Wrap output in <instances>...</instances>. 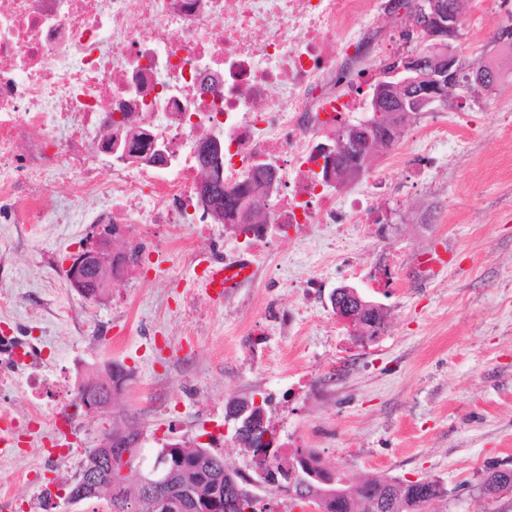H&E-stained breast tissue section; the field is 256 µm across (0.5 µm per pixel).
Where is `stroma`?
I'll return each instance as SVG.
<instances>
[{"instance_id":"1","label":"stroma","mask_w":512,"mask_h":512,"mask_svg":"<svg viewBox=\"0 0 512 512\" xmlns=\"http://www.w3.org/2000/svg\"><path fill=\"white\" fill-rule=\"evenodd\" d=\"M456 46L493 60L501 82L464 115L417 117L419 128L459 119L465 132L438 145L421 178L408 159L388 191L392 223L319 224L296 243L272 239L253 277L223 302L209 299L197 264L177 248L154 256L149 277H123L103 300H84L54 272L76 254L75 237L97 234L69 209L65 187L52 189L62 223H0V292L11 298L0 323L35 327L51 398L112 363L130 374L109 414L79 415L83 450L118 416L145 447L208 444L246 474L251 455L226 408L263 399L279 443L315 449L328 468L438 479L448 495L433 512H512V490L480 491L490 469L512 463V139L503 135L512 129V54L490 39ZM340 242L355 273L337 257ZM311 277L318 287L302 293ZM342 285L381 305L376 336L339 322L330 295ZM51 437L42 423L22 450L0 457V484L22 470V493L41 512H108L103 501L47 494L84 460L49 458Z\"/></svg>"}]
</instances>
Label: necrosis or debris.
Here are the masks:
<instances>
[{
    "instance_id": "1",
    "label": "necrosis or debris",
    "mask_w": 512,
    "mask_h": 512,
    "mask_svg": "<svg viewBox=\"0 0 512 512\" xmlns=\"http://www.w3.org/2000/svg\"><path fill=\"white\" fill-rule=\"evenodd\" d=\"M382 0H0V220L20 204L31 224L56 207L45 187L67 182L86 224L138 233L140 248H173L157 224L213 233L200 204L202 142L222 146L224 182L258 163L278 184L269 224L300 236L315 224L383 223L385 175L339 198L324 176L322 140L358 112L372 69L353 49ZM457 126L399 143L390 165L428 158ZM35 337L0 333V389L29 372L45 384Z\"/></svg>"
}]
</instances>
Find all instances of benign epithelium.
<instances>
[{"instance_id": "benign-epithelium-1", "label": "benign epithelium", "mask_w": 512, "mask_h": 512, "mask_svg": "<svg viewBox=\"0 0 512 512\" xmlns=\"http://www.w3.org/2000/svg\"><path fill=\"white\" fill-rule=\"evenodd\" d=\"M416 15L421 22L418 26L419 47L401 56L396 65L381 73L379 80L370 87L364 97L365 110L369 115L358 125H344L337 132L336 153H342L352 145H360V152L354 162L339 165L328 159L329 172L336 178V185L346 183V176L362 170V164L370 161L374 147L390 145L399 129L425 112H434L444 107L448 95L457 86L458 54L454 46L457 38L460 17L452 3L446 0H418ZM474 82L485 92H493L499 83L498 71L490 65H482L473 71ZM264 199L248 192L240 196L237 221L240 224L252 223L254 212L261 208ZM119 260L112 255V241L109 235L99 237L93 245L86 247L70 259L67 281L78 292L95 288L100 273L112 269V261ZM331 304L336 317L350 328L368 325L366 318L380 305L367 300L356 288L344 286L331 296ZM112 392H90L81 403V409L88 416L99 414V401L111 396ZM264 416L258 404L246 405V411L226 416V421L247 427ZM112 453L121 456L123 466L119 476L112 479V494L122 500L126 495V482L122 477L136 468L145 473L141 482L143 490L163 498L164 507L169 512H179L183 503L171 494L167 471L168 459L158 458L147 467L143 457L128 448H114ZM259 479L288 495L293 501L300 498L301 473L293 469L288 473L286 483L278 481L277 473L266 465V458L259 454L251 461Z\"/></svg>"}]
</instances>
